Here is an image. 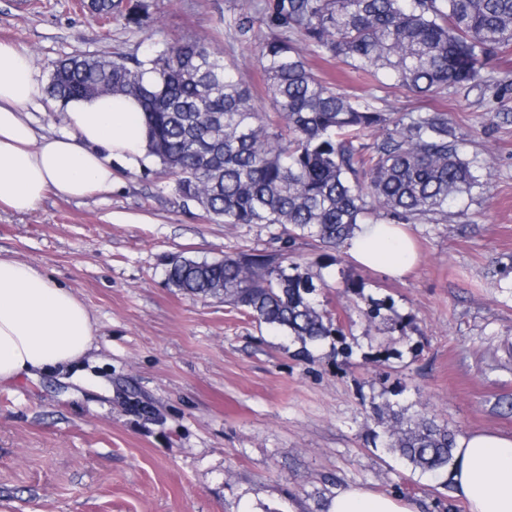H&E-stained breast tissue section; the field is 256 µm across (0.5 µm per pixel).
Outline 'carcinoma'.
Returning a JSON list of instances; mask_svg holds the SVG:
<instances>
[{"label":"carcinoma","instance_id":"cac0c4a2","mask_svg":"<svg viewBox=\"0 0 512 512\" xmlns=\"http://www.w3.org/2000/svg\"><path fill=\"white\" fill-rule=\"evenodd\" d=\"M146 0H96L88 14L105 24L142 25ZM269 34L255 57L274 112H263L238 67L205 38L165 42L143 58L71 56L58 61L51 99L66 105L99 92L136 97L146 114L148 155L173 177L183 202L216 224L279 226V250L226 253L223 260L169 263L167 281L190 296L222 297L240 313L302 345L336 336L341 321L314 298L313 277L288 253L298 238L338 247L379 211L395 224L445 215L448 204L483 185L448 114L397 115L322 80L307 55L324 53L363 78L386 73L395 85L434 96L483 86L500 99L489 58L512 43V0H258L239 19ZM357 309L369 322L391 304ZM372 409L385 448L440 478L458 432L433 410L409 413L394 397Z\"/></svg>","mask_w":512,"mask_h":512}]
</instances>
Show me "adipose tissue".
<instances>
[{
    "label": "adipose tissue",
    "mask_w": 512,
    "mask_h": 512,
    "mask_svg": "<svg viewBox=\"0 0 512 512\" xmlns=\"http://www.w3.org/2000/svg\"><path fill=\"white\" fill-rule=\"evenodd\" d=\"M43 95L29 54L0 42V210L25 213L47 194L81 199L112 187L113 168H139L148 127L141 104L109 94L75 100L67 129L37 135L25 109ZM348 253L403 278L416 262L400 224H361ZM94 321L84 303L42 270L0 255V383L62 368L91 349ZM445 478L466 512H512V435L473 431L457 441ZM324 512H421L418 501L364 486L336 489Z\"/></svg>",
    "instance_id": "ef3b65f1"
}]
</instances>
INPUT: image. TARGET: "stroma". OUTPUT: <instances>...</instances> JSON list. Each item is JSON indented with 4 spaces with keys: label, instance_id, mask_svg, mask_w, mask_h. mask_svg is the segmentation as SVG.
Here are the masks:
<instances>
[{
    "label": "stroma",
    "instance_id": "stroma-1",
    "mask_svg": "<svg viewBox=\"0 0 512 512\" xmlns=\"http://www.w3.org/2000/svg\"><path fill=\"white\" fill-rule=\"evenodd\" d=\"M252 0H147L141 28L101 26L74 0H0V41L33 59L41 82L67 56H142L172 38L223 49L263 111L272 104L255 41L234 18ZM313 72L387 112L443 110L488 184L445 218L408 230L419 261L404 279L357 265L343 248L296 240L290 253L321 275L318 303L342 309L345 277L407 320L401 358L355 317L353 339L311 353L219 298L168 285L175 256L272 251L259 224L210 222L183 204L156 160L117 169L111 190L47 195L0 211V252L42 269L91 312L93 347L75 364L0 385V512H321L330 486L363 485L465 512L374 445L373 400L400 390L460 433L512 435V99L480 90L421 97L369 82L313 55ZM126 223H114L116 215Z\"/></svg>",
    "mask_w": 512,
    "mask_h": 512
}]
</instances>
